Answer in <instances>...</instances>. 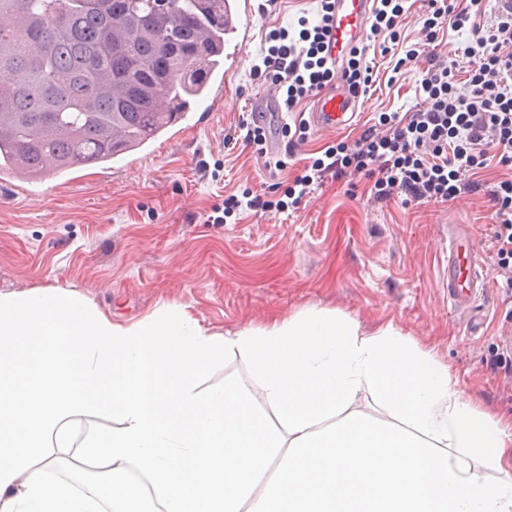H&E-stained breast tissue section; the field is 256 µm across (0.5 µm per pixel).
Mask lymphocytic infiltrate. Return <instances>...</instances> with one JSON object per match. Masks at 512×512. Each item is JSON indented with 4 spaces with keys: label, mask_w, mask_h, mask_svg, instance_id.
I'll list each match as a JSON object with an SVG mask.
<instances>
[{
    "label": "lymphocytic infiltrate",
    "mask_w": 512,
    "mask_h": 512,
    "mask_svg": "<svg viewBox=\"0 0 512 512\" xmlns=\"http://www.w3.org/2000/svg\"><path fill=\"white\" fill-rule=\"evenodd\" d=\"M316 23L300 18L298 30H272L269 47L256 75L280 92L285 110L316 96L336 72H343L357 94L368 95L377 83L376 71L364 59V50L352 48L343 67L324 54L332 22V0H318ZM369 39L381 53H389L406 13L404 0H376ZM420 20L427 53L411 49L407 61L424 59L416 92L422 106L399 115L380 114L353 146L337 144L321 157L309 160L304 172L286 186L279 200L250 196L225 197L223 215L242 208L282 212L299 209L327 178L349 176L371 181L375 202L403 196L407 201L448 202L459 194L481 190L479 180L467 172L490 164L512 168V19L489 17L482 0H424ZM465 30L470 42L464 50L473 69L467 91H459L456 67L436 52L441 29ZM494 208L491 227L495 263L512 286V176L500 180L490 193Z\"/></svg>",
    "instance_id": "1"
}]
</instances>
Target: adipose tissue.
<instances>
[{
    "label": "adipose tissue",
    "instance_id": "ef3b65f1",
    "mask_svg": "<svg viewBox=\"0 0 512 512\" xmlns=\"http://www.w3.org/2000/svg\"><path fill=\"white\" fill-rule=\"evenodd\" d=\"M237 357L261 398L200 390ZM74 417L111 427L74 454ZM68 458L104 480L51 483ZM137 473L154 512H512V423L389 324L311 308L218 334L182 306L127 323L66 288L0 292V512H139Z\"/></svg>",
    "mask_w": 512,
    "mask_h": 512
}]
</instances>
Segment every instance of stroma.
I'll list each match as a JSON object with an SVG mask.
<instances>
[{
    "label": "stroma",
    "mask_w": 512,
    "mask_h": 512,
    "mask_svg": "<svg viewBox=\"0 0 512 512\" xmlns=\"http://www.w3.org/2000/svg\"><path fill=\"white\" fill-rule=\"evenodd\" d=\"M252 4L249 48L225 60L220 98H207L157 140L111 163L37 181L0 175V292L68 288L119 321L181 305L220 333L333 309L368 332L393 325L448 364L482 405L511 415L512 288L491 264L486 192L444 204L396 198L381 205L370 199L369 180L331 179L296 211L244 210L207 223L225 195L262 193L299 172L273 168L274 153L224 147L225 131L246 120L265 90L253 68L267 34L318 17L317 0ZM424 65L408 63L394 85L363 96L351 127L309 131L298 157L354 141L380 113L415 110ZM461 224L489 261V290L467 322L442 285L448 236Z\"/></svg>",
    "instance_id": "obj_1"
}]
</instances>
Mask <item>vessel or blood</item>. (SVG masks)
<instances>
[{
	"instance_id": "obj_1",
	"label": "vessel or blood",
	"mask_w": 512,
	"mask_h": 512,
	"mask_svg": "<svg viewBox=\"0 0 512 512\" xmlns=\"http://www.w3.org/2000/svg\"><path fill=\"white\" fill-rule=\"evenodd\" d=\"M373 0H334V26L329 47L331 59L346 56L352 47L363 42ZM357 97L348 86L332 88L316 95L309 123L315 129H341L357 116ZM253 124L264 126L268 146L280 147V132L284 117L275 94L258 95L249 114ZM485 274L479 255L472 249L470 234L465 226H458L448 239V301L453 310L471 309L484 292Z\"/></svg>"
}]
</instances>
